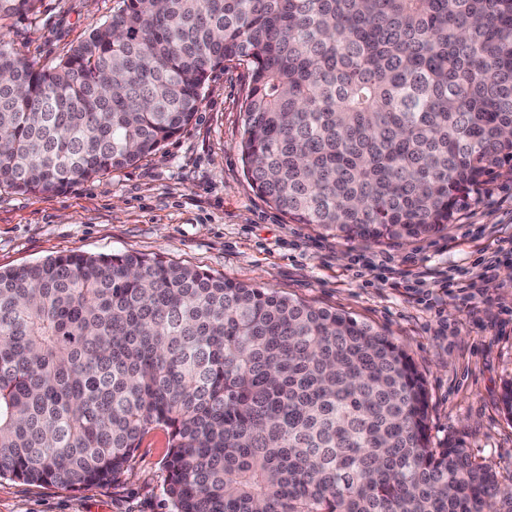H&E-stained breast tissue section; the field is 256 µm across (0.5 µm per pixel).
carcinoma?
<instances>
[{
    "mask_svg": "<svg viewBox=\"0 0 512 512\" xmlns=\"http://www.w3.org/2000/svg\"><path fill=\"white\" fill-rule=\"evenodd\" d=\"M42 0H0V29ZM246 68L257 193L348 241L448 228L512 167V0H117L55 65L0 37V188L56 194L151 156L209 73ZM167 434L173 512H512L424 378L352 316L146 254L0 270V477L120 479Z\"/></svg>",
    "mask_w": 512,
    "mask_h": 512,
    "instance_id": "carcinoma-1",
    "label": "carcinoma"
}]
</instances>
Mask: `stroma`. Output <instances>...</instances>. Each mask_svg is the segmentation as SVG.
<instances>
[{"label":"stroma","mask_w":512,"mask_h":512,"mask_svg":"<svg viewBox=\"0 0 512 512\" xmlns=\"http://www.w3.org/2000/svg\"><path fill=\"white\" fill-rule=\"evenodd\" d=\"M115 0H43L37 21L0 32L17 52L54 64L109 19ZM246 78L213 70L191 123L138 164L61 193L0 189V268L69 253L158 255L212 275L349 313L408 354L428 389L433 445L462 440L473 460L512 485V173L471 193L441 235L366 245L296 224L243 173L238 143ZM498 263L469 293L443 287L481 256ZM167 436L150 432L119 482L66 489L0 478V512H173Z\"/></svg>","instance_id":"35a3bbf8"}]
</instances>
